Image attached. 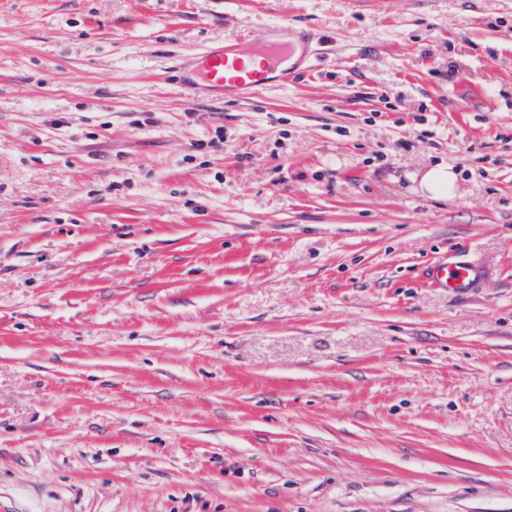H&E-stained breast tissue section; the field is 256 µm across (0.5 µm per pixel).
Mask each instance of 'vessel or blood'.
I'll return each mask as SVG.
<instances>
[{
	"mask_svg": "<svg viewBox=\"0 0 512 512\" xmlns=\"http://www.w3.org/2000/svg\"><path fill=\"white\" fill-rule=\"evenodd\" d=\"M313 32L304 26L276 23L249 29L238 41L211 47L182 59L176 82L189 96L243 101L261 90L285 87L306 73L316 55ZM426 284L454 295L477 285L473 264L444 255L424 270Z\"/></svg>",
	"mask_w": 512,
	"mask_h": 512,
	"instance_id": "obj_1",
	"label": "vessel or blood"
}]
</instances>
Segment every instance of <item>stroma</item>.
<instances>
[{
	"label": "stroma",
	"mask_w": 512,
	"mask_h": 512,
	"mask_svg": "<svg viewBox=\"0 0 512 512\" xmlns=\"http://www.w3.org/2000/svg\"><path fill=\"white\" fill-rule=\"evenodd\" d=\"M0 512H512V0H0ZM313 32L276 23L250 28L243 38L182 59L176 82L189 96L243 101L263 89L287 87L306 73L316 55ZM261 57L258 67L252 65ZM458 190L456 173L445 163H436L421 175L415 191L433 199H448ZM477 270L473 264L445 254L430 262L424 270V279L431 288H440L454 295H466L477 285Z\"/></svg>",
	"instance_id": "obj_1"
}]
</instances>
